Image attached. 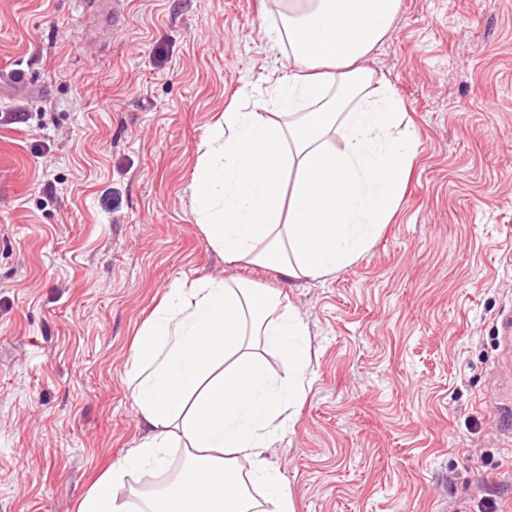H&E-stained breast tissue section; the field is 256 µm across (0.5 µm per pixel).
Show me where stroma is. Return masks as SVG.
Instances as JSON below:
<instances>
[{"label":"stroma","instance_id":"stroma-1","mask_svg":"<svg viewBox=\"0 0 512 512\" xmlns=\"http://www.w3.org/2000/svg\"><path fill=\"white\" fill-rule=\"evenodd\" d=\"M0 0V512H78L145 437L133 343L180 281L280 291L311 364L266 451L295 512H512V0H401L364 61L416 133L370 249L288 283L226 263L198 147L291 64L277 0Z\"/></svg>","mask_w":512,"mask_h":512}]
</instances>
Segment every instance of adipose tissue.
Instances as JSON below:
<instances>
[{"mask_svg":"<svg viewBox=\"0 0 512 512\" xmlns=\"http://www.w3.org/2000/svg\"><path fill=\"white\" fill-rule=\"evenodd\" d=\"M400 0H289L274 45L293 66L273 89L228 109L192 179L195 214L228 263L291 281L359 259L400 201L417 139L389 82L364 59ZM308 331L279 292L205 278L170 288L141 331L129 378L150 432L82 497L78 512H294L266 448L304 394ZM276 352L281 373L264 355ZM186 460L159 491L121 498L127 476ZM247 459L249 470L239 461Z\"/></svg>","mask_w":512,"mask_h":512,"instance_id":"adipose-tissue-1","label":"adipose tissue"}]
</instances>
